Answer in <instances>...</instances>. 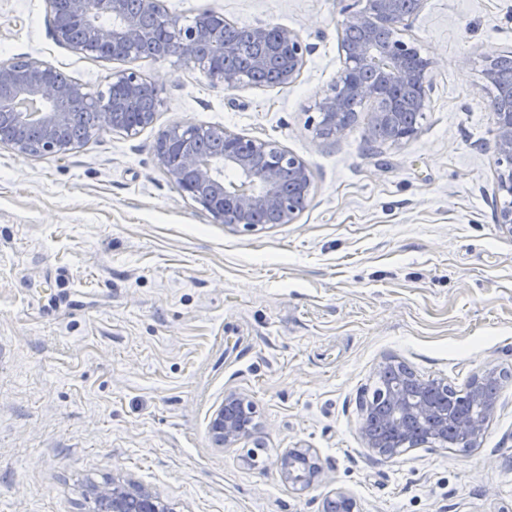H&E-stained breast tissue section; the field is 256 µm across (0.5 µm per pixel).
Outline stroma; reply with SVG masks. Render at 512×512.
Listing matches in <instances>:
<instances>
[{
	"label": "stroma",
	"instance_id": "1",
	"mask_svg": "<svg viewBox=\"0 0 512 512\" xmlns=\"http://www.w3.org/2000/svg\"><path fill=\"white\" fill-rule=\"evenodd\" d=\"M297 31L310 52L279 89L208 85L175 57L139 62L162 89L153 125L64 156L0 145V512H93L121 475L176 512H512V379L478 448L367 451L359 398L382 367L462 388L512 371V235L496 215L486 77L512 52V0H427L409 22L435 62L418 135L373 137L372 103L335 139L316 105L343 67L342 0H163ZM37 56L91 92L113 64L58 43L46 0H0V61ZM215 126L276 143L313 174L291 224L215 222L159 165L163 131ZM260 429L235 447L209 425L228 393ZM314 449L299 494L274 460ZM258 449L256 464L246 460Z\"/></svg>",
	"mask_w": 512,
	"mask_h": 512
}]
</instances>
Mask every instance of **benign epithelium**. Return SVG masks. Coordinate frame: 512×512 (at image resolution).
<instances>
[{"instance_id":"benign-epithelium-1","label":"benign epithelium","mask_w":512,"mask_h":512,"mask_svg":"<svg viewBox=\"0 0 512 512\" xmlns=\"http://www.w3.org/2000/svg\"><path fill=\"white\" fill-rule=\"evenodd\" d=\"M53 34L74 52L112 60L108 94L101 96L65 77L54 65L37 57L0 62V144L23 155H65L77 147L69 135L74 110L97 113L92 138L114 132L132 136L154 123L164 105L161 88L151 84L152 99L142 108L143 76L135 63L143 59L178 57L191 64L214 87L236 90L251 85L249 75L228 62L247 52L248 43L261 45L252 67L282 64L274 88L296 83L309 52L301 35L289 28L266 25L242 28L213 11L198 13L192 23L180 21L161 9L159 0H46ZM425 0H353L343 8L338 51L343 69L318 105L320 134L341 136L353 123V101H374L372 127L377 136L398 145L415 137L418 126L406 120L408 111L428 107L430 72L434 61L413 41L404 38V26L424 8ZM112 15L108 24L98 16ZM497 154V190L512 196V98H493ZM159 165L181 193L202 206L218 223L253 227L251 217L268 213L278 223L291 224L310 201L313 176L308 166L278 145L223 127L174 125L155 147ZM493 377L485 371L471 379L468 394L474 410L452 413L436 401L448 388L444 380L419 376L397 381L390 389V425L412 440L414 424L423 417L436 419L425 437L430 445L456 443L476 448L498 409V397L484 385ZM360 432L365 447L384 458L397 455L393 441L373 431L379 409L371 400L360 403ZM253 403L236 392L211 421L219 447L231 448L257 430ZM274 465L283 483L302 493L320 483L324 467L311 448L295 446L277 456ZM102 512H175L160 497L130 481L112 479L91 489Z\"/></svg>"}]
</instances>
